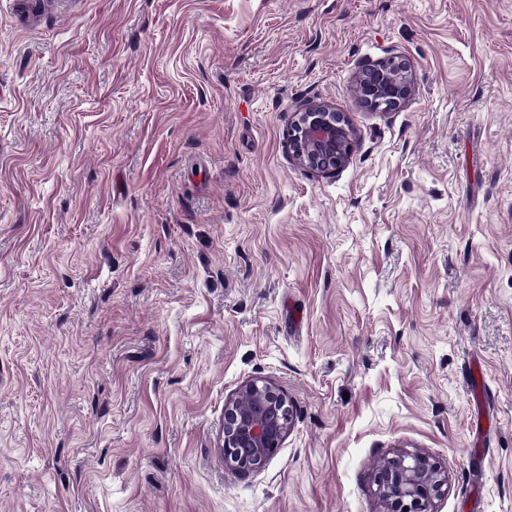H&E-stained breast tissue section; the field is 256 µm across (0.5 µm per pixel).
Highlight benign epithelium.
Returning <instances> with one entry per match:
<instances>
[{"instance_id": "benign-epithelium-1", "label": "benign epithelium", "mask_w": 512, "mask_h": 512, "mask_svg": "<svg viewBox=\"0 0 512 512\" xmlns=\"http://www.w3.org/2000/svg\"><path fill=\"white\" fill-rule=\"evenodd\" d=\"M412 90V74L399 57L366 64L356 75V95L374 109H397ZM353 136L346 114L324 102L300 106L286 133L292 158L322 175L345 167ZM292 422L284 392L263 380L247 382L224 404L225 466L240 475L263 468L281 447ZM373 481L383 512H431L447 484L440 463L419 451H399L384 459L374 470Z\"/></svg>"}]
</instances>
